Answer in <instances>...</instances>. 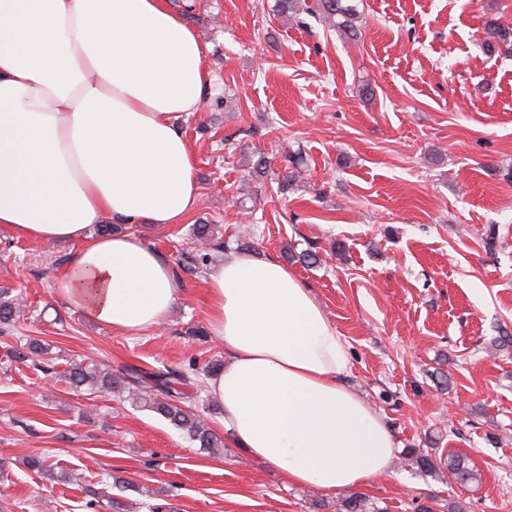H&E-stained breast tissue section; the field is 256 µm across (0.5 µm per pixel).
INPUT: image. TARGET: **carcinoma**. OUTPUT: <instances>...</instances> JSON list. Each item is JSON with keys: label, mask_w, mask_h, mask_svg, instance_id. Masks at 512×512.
Instances as JSON below:
<instances>
[{"label": "carcinoma", "mask_w": 512, "mask_h": 512, "mask_svg": "<svg viewBox=\"0 0 512 512\" xmlns=\"http://www.w3.org/2000/svg\"><path fill=\"white\" fill-rule=\"evenodd\" d=\"M274 15L281 19H295L300 14H312L345 31L350 38L357 37V6L354 0H274ZM485 30L489 36L488 46L499 43L512 45V30L502 29L488 20ZM215 227L211 224H197L192 228L195 241L202 245L221 247L214 235ZM20 305L12 299H0V325L5 327L15 324L19 318ZM210 373L207 368L192 364L183 368L165 366L135 379L143 382L139 387L129 386L126 379L115 376L102 369L96 363L77 364L69 370L68 379L76 387L85 386L95 393H119L137 407H146L180 429L199 447L218 448L221 441L212 429L192 412L193 402L205 387L203 376ZM28 467L51 478L54 465L42 455H33L26 461ZM448 472L456 482L466 487L479 481L480 474L470 460L463 455L448 456ZM341 512H385L378 502L364 494L354 492L344 496Z\"/></svg>", "instance_id": "cac0c4a2"}]
</instances>
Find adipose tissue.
<instances>
[{"mask_svg": "<svg viewBox=\"0 0 512 512\" xmlns=\"http://www.w3.org/2000/svg\"><path fill=\"white\" fill-rule=\"evenodd\" d=\"M211 80L198 31L168 0H0V229L73 244L56 292L133 335L160 325L183 281L115 224H180L198 195L178 126ZM224 368L206 380L247 460L331 494L386 474L398 442L346 384L348 346L314 291L272 258L225 254L207 272Z\"/></svg>", "mask_w": 512, "mask_h": 512, "instance_id": "ef3b65f1", "label": "adipose tissue"}]
</instances>
